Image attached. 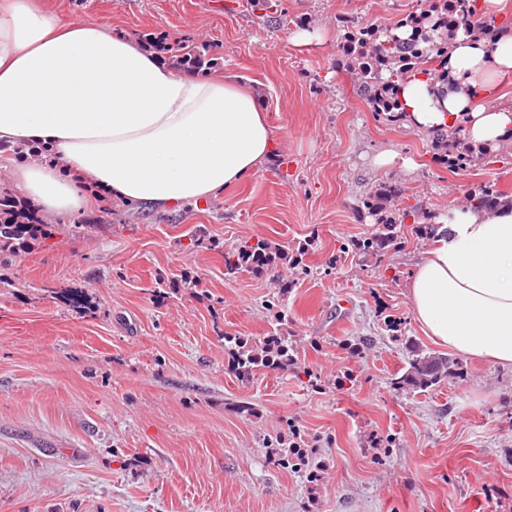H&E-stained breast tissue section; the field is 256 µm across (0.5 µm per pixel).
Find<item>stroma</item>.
I'll return each mask as SVG.
<instances>
[{
  "instance_id": "35a3bbf8",
  "label": "stroma",
  "mask_w": 512,
  "mask_h": 512,
  "mask_svg": "<svg viewBox=\"0 0 512 512\" xmlns=\"http://www.w3.org/2000/svg\"><path fill=\"white\" fill-rule=\"evenodd\" d=\"M270 2L46 0L206 47L209 76L254 91L278 156L200 208L95 203L0 265V512H512V367L462 357L435 387L393 389L412 346L449 352L407 294L427 243L408 220L382 257L351 247L374 230L359 206L378 184L444 213L480 184L512 195V160L434 162L428 137L358 95L347 29L394 28L420 0ZM257 235L309 244L307 274H226L224 248ZM279 294L301 370L240 379L226 339L273 334ZM293 426L321 480L278 464Z\"/></svg>"
}]
</instances>
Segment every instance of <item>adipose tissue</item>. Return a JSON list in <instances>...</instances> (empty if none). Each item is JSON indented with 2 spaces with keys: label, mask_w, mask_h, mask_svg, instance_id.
I'll return each mask as SVG.
<instances>
[{
  "label": "adipose tissue",
  "mask_w": 512,
  "mask_h": 512,
  "mask_svg": "<svg viewBox=\"0 0 512 512\" xmlns=\"http://www.w3.org/2000/svg\"><path fill=\"white\" fill-rule=\"evenodd\" d=\"M445 69L447 80L418 74L402 86L407 125L459 126L491 150L512 138V107L497 102L512 26L488 40L458 32ZM0 144L42 148L10 167L7 186L58 220L88 210L93 188L125 206L206 203L260 171L275 137L243 84L177 71L134 36L44 0H0ZM407 290L437 343L512 366V206L439 219Z\"/></svg>",
  "instance_id": "1"
}]
</instances>
